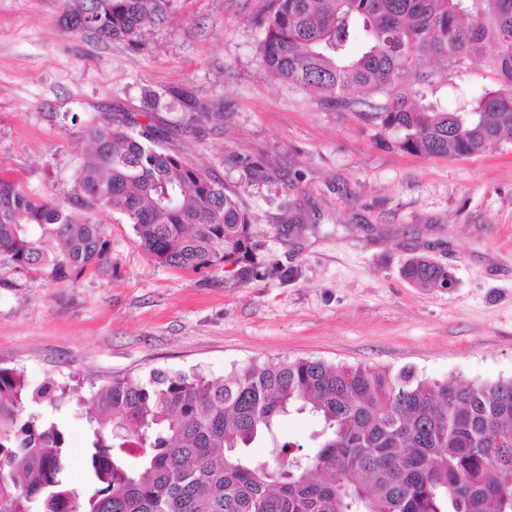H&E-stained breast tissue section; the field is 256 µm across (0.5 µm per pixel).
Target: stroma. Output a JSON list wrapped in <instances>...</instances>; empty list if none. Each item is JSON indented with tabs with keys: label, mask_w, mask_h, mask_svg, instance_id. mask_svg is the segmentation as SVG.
<instances>
[{
	"label": "stroma",
	"mask_w": 512,
	"mask_h": 512,
	"mask_svg": "<svg viewBox=\"0 0 512 512\" xmlns=\"http://www.w3.org/2000/svg\"><path fill=\"white\" fill-rule=\"evenodd\" d=\"M269 0H176L136 45L61 29L60 0H0V178L69 201L86 126L137 112L143 87L223 99L225 119L189 132L162 102L167 146L236 192L260 243L258 271L161 266L132 224L101 212L107 260L84 275L15 270L0 257V364L32 385L68 388L71 482L85 485L78 401L116 375L195 369L212 377L275 358L413 366L428 378L512 379V140L457 158L402 150L363 107L323 104L267 74L256 21ZM425 99L453 109L458 88L498 84L487 67L429 66ZM261 160L247 175L242 156ZM448 266L451 288L400 275L411 255ZM321 421L281 417L276 435L312 451Z\"/></svg>",
	"instance_id": "stroma-1"
}]
</instances>
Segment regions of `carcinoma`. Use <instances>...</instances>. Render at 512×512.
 Wrapping results in <instances>:
<instances>
[{
	"instance_id": "carcinoma-1",
	"label": "carcinoma",
	"mask_w": 512,
	"mask_h": 512,
	"mask_svg": "<svg viewBox=\"0 0 512 512\" xmlns=\"http://www.w3.org/2000/svg\"><path fill=\"white\" fill-rule=\"evenodd\" d=\"M174 4L62 0L60 24L134 45ZM256 26L260 66L275 77L346 106L359 89L386 94L368 116L400 133L403 150L470 156L512 134V0H270ZM439 59L490 66L501 83L453 112L423 104L422 68ZM166 96L184 108L186 128L213 116L184 89H144L138 115L149 123L121 112L86 127L91 148L68 203L0 179V255L79 276L105 259L94 214L107 211L133 224L158 264L214 273L234 263L240 278L254 274L258 242L237 194L163 145L154 119ZM401 276L417 288L452 281L424 255ZM65 394L0 365V512H512V379L455 384L411 367L286 358L224 378L117 376L81 402L83 494L71 485L63 423L30 410ZM294 410L321 420L316 450L284 441L271 464L243 457Z\"/></svg>"
}]
</instances>
